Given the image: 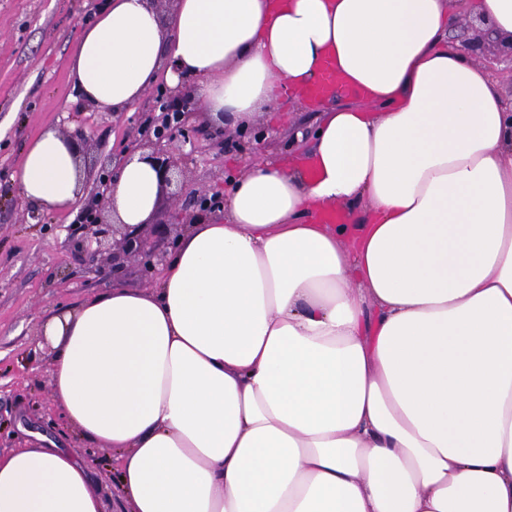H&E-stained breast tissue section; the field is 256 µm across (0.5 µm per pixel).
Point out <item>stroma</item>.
<instances>
[{
	"label": "stroma",
	"instance_id": "stroma-1",
	"mask_svg": "<svg viewBox=\"0 0 512 512\" xmlns=\"http://www.w3.org/2000/svg\"><path fill=\"white\" fill-rule=\"evenodd\" d=\"M102 2L0 0V448L24 441L29 428L63 441L88 456L107 512H121L111 450L80 439L52 406L48 368L54 349L39 328L50 315L113 284L142 289L153 285L156 275L145 272L137 258L114 273L91 271L68 245L77 210L50 213L23 202L11 180L26 144L43 129L68 135L81 130L80 197L88 199L100 190V172L118 171L134 151L144 120L157 109V84L125 112L73 100L72 51ZM316 117V111L286 104L262 119L261 127L272 133L263 154L291 156L299 147L295 131L313 125ZM238 136V129L228 127L223 137L197 134L184 145L183 191L177 197L161 193L152 221L142 228L145 238L173 236L190 212V197L223 196L245 160Z\"/></svg>",
	"mask_w": 512,
	"mask_h": 512
}]
</instances>
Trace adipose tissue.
Wrapping results in <instances>:
<instances>
[{
  "instance_id": "adipose-tissue-1",
  "label": "adipose tissue",
  "mask_w": 512,
  "mask_h": 512,
  "mask_svg": "<svg viewBox=\"0 0 512 512\" xmlns=\"http://www.w3.org/2000/svg\"><path fill=\"white\" fill-rule=\"evenodd\" d=\"M478 17L512 40V0H105L82 30L73 88L114 112L189 78L246 128L338 76L311 149L245 162L155 286L42 326L54 407L111 450L127 512H512V99L449 38ZM77 157L37 135L22 200L70 209ZM158 193L131 156L114 218ZM89 468L0 449V512H104Z\"/></svg>"
}]
</instances>
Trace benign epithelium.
<instances>
[{"label":"benign epithelium","instance_id":"7a95c632","mask_svg":"<svg viewBox=\"0 0 512 512\" xmlns=\"http://www.w3.org/2000/svg\"><path fill=\"white\" fill-rule=\"evenodd\" d=\"M197 115V103L182 83L165 90L163 107L147 122L137 147L148 151L146 158L153 162L159 174V188L170 187L174 175L183 174V155L174 146V135L186 130L189 121ZM69 231L71 250L82 255L97 273L107 264L116 271L132 257L146 259L148 267L152 268L163 261L167 248L176 241L173 237L150 243L142 236L141 226L108 222L94 198L84 203L77 223L69 225Z\"/></svg>","mask_w":512,"mask_h":512}]
</instances>
